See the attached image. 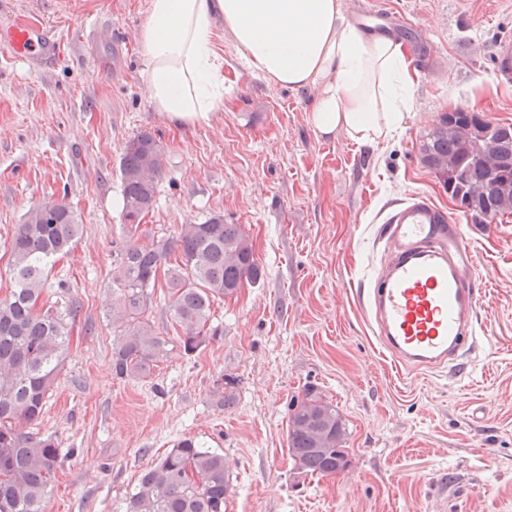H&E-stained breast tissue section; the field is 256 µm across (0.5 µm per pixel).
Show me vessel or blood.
Returning <instances> with one entry per match:
<instances>
[{
  "label": "vessel or blood",
  "mask_w": 512,
  "mask_h": 512,
  "mask_svg": "<svg viewBox=\"0 0 512 512\" xmlns=\"http://www.w3.org/2000/svg\"><path fill=\"white\" fill-rule=\"evenodd\" d=\"M0 48L45 67L61 54L47 25L0 26ZM494 75L512 83V39L498 42ZM387 257L365 296L377 339L397 369L456 368L475 343L479 290L470 275L472 253L459 225L426 196L399 204L387 218Z\"/></svg>",
  "instance_id": "obj_1"
}]
</instances>
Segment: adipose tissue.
<instances>
[{
  "label": "adipose tissue",
  "mask_w": 512,
  "mask_h": 512,
  "mask_svg": "<svg viewBox=\"0 0 512 512\" xmlns=\"http://www.w3.org/2000/svg\"><path fill=\"white\" fill-rule=\"evenodd\" d=\"M220 22L269 83L318 87L310 115L318 134L342 129L366 144L400 121L410 82L401 45L344 24L341 0H149L145 93L171 123L196 125L224 103Z\"/></svg>",
  "instance_id": "1"
}]
</instances>
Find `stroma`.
Returning a JSON list of instances; mask_svg holds the SVG:
<instances>
[{
  "label": "stroma",
  "mask_w": 512,
  "mask_h": 512,
  "mask_svg": "<svg viewBox=\"0 0 512 512\" xmlns=\"http://www.w3.org/2000/svg\"><path fill=\"white\" fill-rule=\"evenodd\" d=\"M377 3L403 52L428 62L408 65L401 125L362 145L343 130L316 133V90L272 85L225 30L216 37L224 104L179 128L144 94L148 0H0V22L44 23L64 50L43 71L0 57V299L13 288L9 245L30 208L62 199L84 222L39 299L65 311L69 336L37 426L62 450L46 512H126L141 473L187 438L223 454L226 512H512V214L473 223L420 153L458 108L512 124V85L493 74L496 44L512 38V0ZM86 27L96 42H82ZM144 131L161 141L165 170L143 237L219 214L243 226L263 276L213 301L218 334L189 355L157 281L146 319L172 349L149 373L118 379L120 163ZM415 194L447 211L473 254L477 343L452 372L396 370L360 296L386 256L384 219ZM226 376L237 381L227 408L216 394ZM310 384L339 411L351 464L298 478L288 404Z\"/></svg>",
  "instance_id": "1"
}]
</instances>
